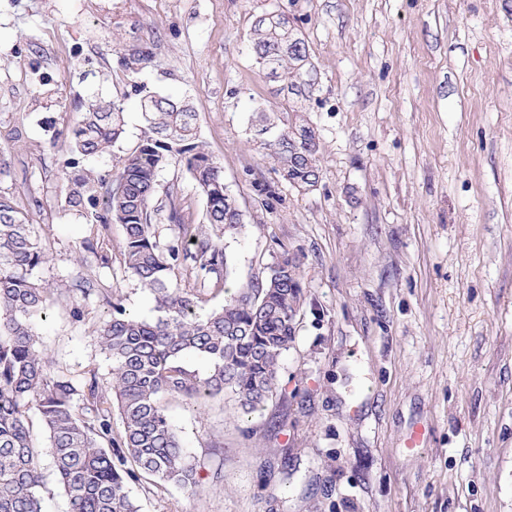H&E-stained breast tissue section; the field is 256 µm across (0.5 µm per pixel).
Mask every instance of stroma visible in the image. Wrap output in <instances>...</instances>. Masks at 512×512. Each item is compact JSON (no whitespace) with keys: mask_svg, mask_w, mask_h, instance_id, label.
<instances>
[{"mask_svg":"<svg viewBox=\"0 0 512 512\" xmlns=\"http://www.w3.org/2000/svg\"><path fill=\"white\" fill-rule=\"evenodd\" d=\"M94 2L0 0V192L41 227L36 342L53 370L110 390L111 303L154 316L123 225L102 231L109 264L78 260L88 227L64 208L61 134L94 100L125 108L120 141L87 162L109 176L140 142L141 99L187 96L242 212L222 238L227 287L286 255L307 296L264 408L164 396L198 483H130L140 512H512V0H112L108 18ZM273 11L307 45L306 96L255 62L253 22ZM260 103L276 128L314 129L316 187L289 184L255 139ZM169 191L204 223L175 159L156 200ZM81 275L101 293L73 290ZM30 429L45 512H68L38 414Z\"/></svg>","mask_w":512,"mask_h":512,"instance_id":"stroma-1","label":"stroma"}]
</instances>
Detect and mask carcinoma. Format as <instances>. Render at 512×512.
I'll return each mask as SVG.
<instances>
[{"instance_id":"obj_1","label":"carcinoma","mask_w":512,"mask_h":512,"mask_svg":"<svg viewBox=\"0 0 512 512\" xmlns=\"http://www.w3.org/2000/svg\"><path fill=\"white\" fill-rule=\"evenodd\" d=\"M256 62L273 78L294 88L308 75V53L284 13L258 16L251 32ZM145 126L141 143L123 156L106 179L79 160L110 150L124 132V108L114 101L87 105L65 141L75 172L65 204L89 214V235L80 245L101 263L112 244L100 229L123 224L122 255L127 272L152 297L155 317L140 319L120 303L98 331L112 363L110 401L96 377L80 383L55 372L36 346L35 318L50 289L35 271L49 261L36 225L19 203L0 194V512H44L43 474L33 445L29 413L46 431L56 484L69 512H138L128 484L142 476L154 483L194 486L196 470L160 403L164 394L202 401L224 392L251 413L277 390L278 366L295 336V317L306 297L298 267L286 259L265 278L238 288L224 306L202 310L203 292L183 288L178 272L190 268L203 282L223 284L224 234L241 227L237 200L226 192L221 166L197 141L196 113L165 97L141 102ZM260 144L284 180L300 190L319 182L316 133L307 124L284 128ZM187 171L205 200L206 224H186L177 195L154 203L160 169L173 158ZM167 212L178 228L173 243H161L153 221ZM195 358L205 364L189 365ZM122 421L112 436V408Z\"/></svg>"}]
</instances>
